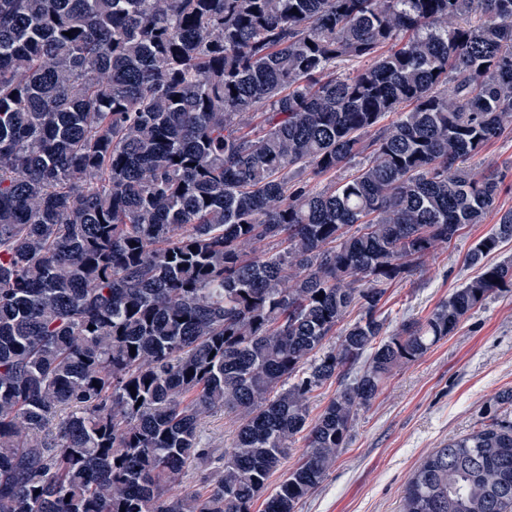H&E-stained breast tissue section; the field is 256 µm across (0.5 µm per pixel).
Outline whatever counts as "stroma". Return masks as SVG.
Segmentation results:
<instances>
[{
  "mask_svg": "<svg viewBox=\"0 0 512 512\" xmlns=\"http://www.w3.org/2000/svg\"><path fill=\"white\" fill-rule=\"evenodd\" d=\"M479 168L506 176L499 206L512 207V136L496 140L476 156ZM491 222L471 224L451 244L439 247L384 297L388 329L406 317L423 318L461 285L476 268L465 262L468 250L489 233ZM512 391V290L489 297L450 336L415 363L396 371L380 394L356 417L349 441L320 486L297 512H399L404 490L431 451L480 430L492 419H511L501 403ZM238 422L216 411L201 425L210 448L207 465L190 466L184 485L206 486L224 463Z\"/></svg>",
  "mask_w": 512,
  "mask_h": 512,
  "instance_id": "1",
  "label": "stroma"
}]
</instances>
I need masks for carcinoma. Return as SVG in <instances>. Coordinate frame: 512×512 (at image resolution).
<instances>
[{
  "mask_svg": "<svg viewBox=\"0 0 512 512\" xmlns=\"http://www.w3.org/2000/svg\"><path fill=\"white\" fill-rule=\"evenodd\" d=\"M508 134L512 0H0V512H297L393 371L512 288L471 164ZM491 213L479 275L387 333V286ZM217 408L233 447L186 488ZM400 512H512V421Z\"/></svg>",
  "mask_w": 512,
  "mask_h": 512,
  "instance_id": "cac0c4a2",
  "label": "carcinoma"
}]
</instances>
